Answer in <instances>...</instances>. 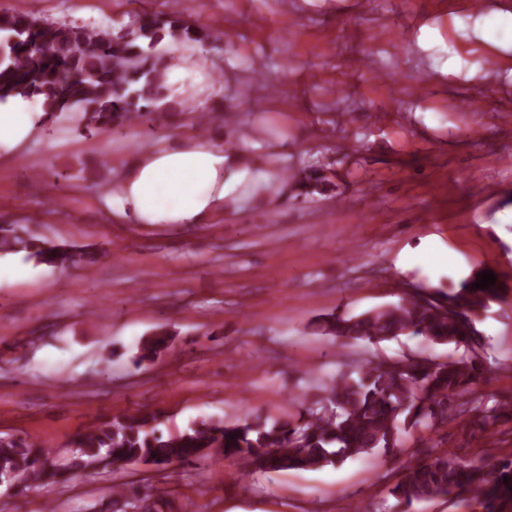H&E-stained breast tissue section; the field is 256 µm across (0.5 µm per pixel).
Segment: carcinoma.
<instances>
[{
  "label": "carcinoma",
  "instance_id": "1",
  "mask_svg": "<svg viewBox=\"0 0 512 512\" xmlns=\"http://www.w3.org/2000/svg\"><path fill=\"white\" fill-rule=\"evenodd\" d=\"M138 28L114 38L104 29L41 22L23 12L0 13V99L22 95L42 101L47 118L64 112L82 114L85 127L99 133L144 124L148 130L165 120L160 102L166 98V53L156 46L169 36L205 46L224 41L226 33L192 27L170 16L135 15ZM329 182L316 166L298 181L299 195L310 196ZM27 251L38 262L68 268L101 261L96 252L66 244L38 241L16 224H0V254ZM497 296L494 288L464 284L451 292L420 295L407 292L399 302L354 316L331 314L319 332L342 344H371L402 335L420 336L429 344L479 345L480 313ZM167 332L146 338L139 359L149 360L167 347ZM478 356L463 355L429 365L370 360L356 373L337 369L321 380L324 396L298 403L288 417L271 423L250 414L226 423L203 418L177 434L163 435L157 418L135 413L107 420L78 432L67 462L25 435L0 437V478L29 488L65 482L73 470L110 472L127 461L171 470L218 452L236 457L246 470L314 471L351 459L397 456L405 437L431 431L460 419L487 425L504 410L489 407L476 395L484 381ZM402 478L392 488L398 503L448 497L468 512H512V456L490 465L437 452L427 462L405 461ZM508 481H503V478ZM112 503L160 512L166 491L152 496L124 484L113 487Z\"/></svg>",
  "mask_w": 512,
  "mask_h": 512
}]
</instances>
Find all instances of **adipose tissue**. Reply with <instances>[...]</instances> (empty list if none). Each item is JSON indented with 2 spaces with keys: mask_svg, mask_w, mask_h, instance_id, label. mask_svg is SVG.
<instances>
[{
  "mask_svg": "<svg viewBox=\"0 0 512 512\" xmlns=\"http://www.w3.org/2000/svg\"><path fill=\"white\" fill-rule=\"evenodd\" d=\"M43 114L17 95L0 101V145H19ZM241 153L199 136L145 150L112 186V202L136 224H198L232 206L238 188L253 182Z\"/></svg>",
  "mask_w": 512,
  "mask_h": 512,
  "instance_id": "adipose-tissue-1",
  "label": "adipose tissue"
}]
</instances>
